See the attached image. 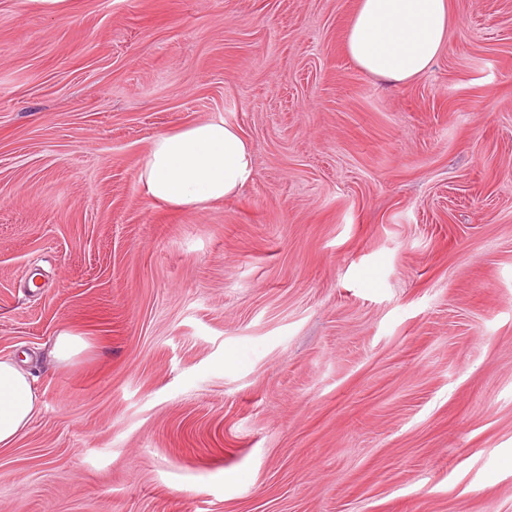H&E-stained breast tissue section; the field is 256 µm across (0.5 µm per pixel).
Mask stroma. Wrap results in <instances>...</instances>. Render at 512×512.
Returning a JSON list of instances; mask_svg holds the SVG:
<instances>
[{"label":"stroma","mask_w":512,"mask_h":512,"mask_svg":"<svg viewBox=\"0 0 512 512\" xmlns=\"http://www.w3.org/2000/svg\"><path fill=\"white\" fill-rule=\"evenodd\" d=\"M358 0H0V512H512V0L363 73ZM222 117L254 179L150 202ZM85 347L50 350L62 332ZM253 177L248 141L220 117L155 135L140 184L152 202L194 209L238 195ZM83 347L84 342L80 336L64 333L57 336L50 354L58 361H65L78 353ZM36 379L9 358H0V447L8 448L38 413Z\"/></svg>","instance_id":"stroma-1"}]
</instances>
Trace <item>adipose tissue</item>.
<instances>
[{"label":"adipose tissue","instance_id":"obj_1","mask_svg":"<svg viewBox=\"0 0 512 512\" xmlns=\"http://www.w3.org/2000/svg\"><path fill=\"white\" fill-rule=\"evenodd\" d=\"M448 0H359L347 52L367 75L401 83L427 73L447 45ZM254 177L252 152L221 118L153 137L140 184L152 202L194 209L238 195ZM35 378L0 358V447L11 446L38 412Z\"/></svg>","mask_w":512,"mask_h":512}]
</instances>
